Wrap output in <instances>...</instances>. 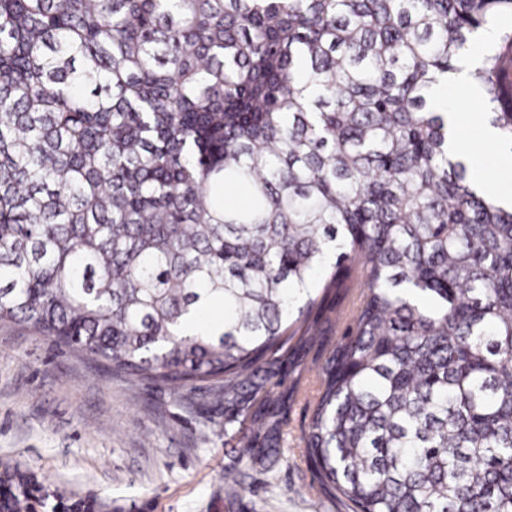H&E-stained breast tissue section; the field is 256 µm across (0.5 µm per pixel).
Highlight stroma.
Wrapping results in <instances>:
<instances>
[{
    "label": "stroma",
    "mask_w": 512,
    "mask_h": 512,
    "mask_svg": "<svg viewBox=\"0 0 512 512\" xmlns=\"http://www.w3.org/2000/svg\"><path fill=\"white\" fill-rule=\"evenodd\" d=\"M460 140L487 180L498 146L461 122ZM316 350L291 341L276 355L265 389L284 424L286 463L266 471L239 457V432L256 449L264 430L225 428L210 382L184 395L115 375L104 363L14 324H0V499L26 477L30 512H351L323 491L301 435L319 379ZM238 475L236 487L225 471Z\"/></svg>",
    "instance_id": "1"
}]
</instances>
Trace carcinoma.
<instances>
[{
	"label": "carcinoma",
	"mask_w": 512,
	"mask_h": 512,
	"mask_svg": "<svg viewBox=\"0 0 512 512\" xmlns=\"http://www.w3.org/2000/svg\"><path fill=\"white\" fill-rule=\"evenodd\" d=\"M512 0H0V323L249 415L319 298L301 442L353 512H512V206L439 78ZM512 24L470 72L512 150ZM234 186L248 197L238 206ZM223 324L185 325L207 304ZM475 103L459 104L461 114V124L458 131V116L454 113V108L448 107V154L454 159H469L468 154L463 150L465 147L467 150L472 151L474 158L481 167L482 175L489 181L496 183L498 181L496 172L500 165L499 144L490 145L493 140L497 139V132L489 125H485L483 128L482 136L485 143L480 137V128L468 123L466 116L467 110L472 108ZM460 135V138H459ZM461 140V142H460ZM474 148V149H473ZM470 160V159H469ZM338 301L342 303L341 307L352 309L357 303V296L355 297L352 292L348 294L340 293L336 299V294H332L323 303L319 319L323 321L329 319L330 322H333L331 326H328L326 323L324 324V327L328 328L326 336H329L331 343H334L341 336L344 329L342 325H336V302Z\"/></svg>",
	"instance_id": "cac0c4a2"
}]
</instances>
